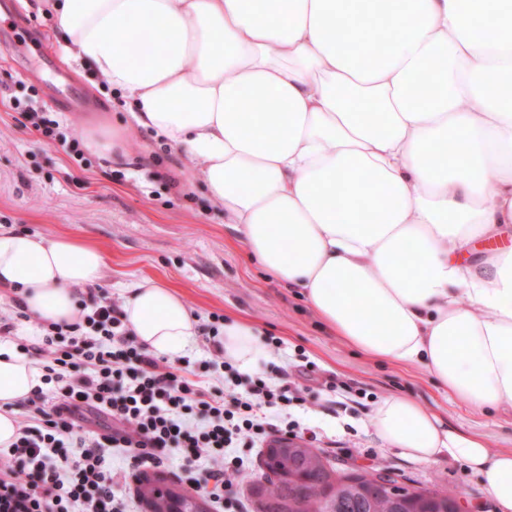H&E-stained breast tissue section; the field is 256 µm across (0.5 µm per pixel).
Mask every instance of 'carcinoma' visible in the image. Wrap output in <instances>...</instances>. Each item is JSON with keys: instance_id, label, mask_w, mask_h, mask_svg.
<instances>
[{"instance_id": "cac0c4a2", "label": "carcinoma", "mask_w": 512, "mask_h": 512, "mask_svg": "<svg viewBox=\"0 0 512 512\" xmlns=\"http://www.w3.org/2000/svg\"><path fill=\"white\" fill-rule=\"evenodd\" d=\"M386 40V32L374 31L354 48V52L364 57H374L381 52ZM295 454L307 459L306 470L297 471L291 467L290 461ZM270 466L274 476L265 484L251 485V494L257 498L259 512H395L387 501L371 494V487L382 481L392 483L394 479L365 470L338 475L306 443H296L278 452L271 459ZM316 476L322 477L327 485H336V497L325 499L315 494L306 500L299 498L296 483ZM140 494L154 512H168L173 498L182 501L186 509L192 507L189 495H176L149 481L140 485ZM455 498L456 495L449 490L416 489L413 496L404 500L401 509L403 512H447Z\"/></svg>"}]
</instances>
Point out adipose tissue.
I'll return each instance as SVG.
<instances>
[{"mask_svg":"<svg viewBox=\"0 0 512 512\" xmlns=\"http://www.w3.org/2000/svg\"><path fill=\"white\" fill-rule=\"evenodd\" d=\"M66 52L121 91L132 127L178 147L249 256L363 356L414 366L449 400L512 414V0H36ZM387 32L383 55L352 45ZM254 107L243 111L242 96ZM105 257L0 225V288L37 320L77 317ZM137 340L186 355L199 320L142 278L121 304ZM240 371L269 357L225 323ZM45 382L0 341V447ZM369 428L434 464L465 462L512 512V449L391 395Z\"/></svg>","mask_w":512,"mask_h":512,"instance_id":"ef3b65f1","label":"adipose tissue"}]
</instances>
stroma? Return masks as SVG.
<instances>
[{"label": "stroma", "mask_w": 512, "mask_h": 512, "mask_svg": "<svg viewBox=\"0 0 512 512\" xmlns=\"http://www.w3.org/2000/svg\"><path fill=\"white\" fill-rule=\"evenodd\" d=\"M31 85L40 106L78 136L98 127L125 131L124 158L109 162L92 152L89 165L80 167L60 145L44 143L12 107V96H24ZM69 97L86 100L88 111H69ZM130 121L120 90L105 89L63 54L52 14L39 11L35 0L0 7V224L98 245L106 260L103 293L112 302L136 278L174 287L199 319L189 352L197 379L214 378L208 337L216 317L250 321L280 341L260 370L275 381L289 374L302 386L305 403L293 414L321 434L320 450L337 472L367 469L414 488H451L465 512H495L465 463L418 462L367 423L378 401L406 395L433 409L446 427L482 436L500 450L512 448V417L475 414L463 402H448L421 370L369 360L341 343L297 289L281 286L250 259L202 187L178 177V149L130 130ZM333 380L357 383L361 401L333 407L327 387Z\"/></svg>", "instance_id": "35a3bbf8"}]
</instances>
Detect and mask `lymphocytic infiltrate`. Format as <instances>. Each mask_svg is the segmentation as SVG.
Wrapping results in <instances>:
<instances>
[{
    "mask_svg": "<svg viewBox=\"0 0 512 512\" xmlns=\"http://www.w3.org/2000/svg\"><path fill=\"white\" fill-rule=\"evenodd\" d=\"M24 119L48 143L61 144L76 163L86 159L81 138L61 131L57 119L17 101ZM41 339L21 349L56 386L54 398L37 394L10 448H0V495L14 512H135L126 491L130 477L177 451L197 491L212 512H240L225 498L242 473L232 448H255L274 433L303 434L292 419L295 382L272 383L261 375L241 376L215 352L211 362L224 388L206 387L180 366L140 344L107 299L70 323L43 325ZM111 416L110 426L92 429L90 415ZM123 449L126 467L112 471L113 449Z\"/></svg>",
    "mask_w": 512,
    "mask_h": 512,
    "instance_id": "lymphocytic-infiltrate-1",
    "label": "lymphocytic infiltrate"
}]
</instances>
